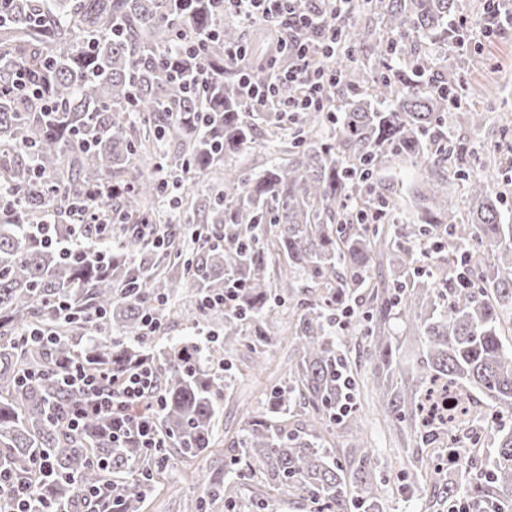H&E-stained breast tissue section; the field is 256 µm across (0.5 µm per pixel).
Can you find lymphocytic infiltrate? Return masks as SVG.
<instances>
[{"label": "lymphocytic infiltrate", "instance_id": "obj_1", "mask_svg": "<svg viewBox=\"0 0 512 512\" xmlns=\"http://www.w3.org/2000/svg\"><path fill=\"white\" fill-rule=\"evenodd\" d=\"M225 13L233 15L243 27L271 26L279 32L278 51L296 48V61L285 70H274L267 80L257 79L250 69H242L239 83L251 108L280 113L285 123L304 112L319 111L327 91L342 81L339 70H318L308 64L309 47L303 41L305 32L328 33L322 42L323 53L340 55L343 46L333 41L344 18L348 16L346 0H325V10L314 12L302 8V0H221ZM295 86L296 92L281 97L282 87ZM59 373L65 384L78 388L85 395L81 405L64 417L69 429H79L85 418L95 415L112 426V442L116 445L135 443L141 448H161L165 438L150 417H132L131 412L147 397L159 394L154 371L140 365L126 370L119 378L107 380L104 374L85 372L79 365H64Z\"/></svg>", "mask_w": 512, "mask_h": 512}]
</instances>
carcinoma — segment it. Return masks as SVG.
Segmentation results:
<instances>
[{"label":"carcinoma","instance_id":"carcinoma-1","mask_svg":"<svg viewBox=\"0 0 512 512\" xmlns=\"http://www.w3.org/2000/svg\"><path fill=\"white\" fill-rule=\"evenodd\" d=\"M459 0H353L351 24L336 38L354 58L314 52V67L336 66L353 96L305 112L291 136L273 112H249L237 70L224 47L241 42L239 26L224 21L210 0H4L0 5V470L21 485L53 476L29 512H80V489L105 484L123 512L141 504L172 456L196 459L214 447L215 424L232 383L228 347L248 341L255 372L272 338L268 320L282 297L267 270L274 259L295 284H314L312 298L292 307L294 363L288 384L275 386L266 411L251 415L224 457V469L202 478L187 512H265L268 502L295 495L312 512H379L381 476L370 456L342 458L325 434L336 429V407L354 393L347 351L333 336L336 316L366 346L381 409L409 435L416 453H458L455 418L438 401L448 385L512 415V224L501 223L494 170L512 153L508 131L481 149L448 132V113L460 130L478 134L486 113L466 99L462 72L408 43L419 33L459 49L461 27L451 19ZM385 34L378 63L359 49ZM204 45L189 58L180 34ZM213 79L201 90L196 71ZM19 71L41 85L52 110L9 92ZM334 123V134L323 129ZM288 143L274 162L244 174L233 156L260 134ZM159 164L173 178L150 175ZM392 173L407 194L374 193ZM212 175L201 190L196 177ZM464 206L454 204L455 186ZM78 197L90 214L119 220L121 240L99 224L97 249L67 257L49 239L67 233ZM197 229L192 247L176 240L175 211ZM168 238L161 271L137 259L150 238ZM387 263L392 288L376 269ZM238 286L235 307L202 308V321L222 340L202 350L182 339L158 354L154 340L128 342L143 313L169 305L188 288L220 294ZM65 301L71 316L63 318ZM405 324L409 348L394 334ZM55 333L52 343L24 336ZM120 374L140 363L156 371L162 403L157 425L164 448L112 445L106 422L90 417L77 432L61 416L80 394L64 384L56 363ZM35 374L28 380L24 375ZM312 413L318 428L288 424L296 411ZM494 455L467 484L465 499L512 508V425L492 431ZM433 512L459 501L458 486L428 468Z\"/></svg>","mask_w":512,"mask_h":512}]
</instances>
